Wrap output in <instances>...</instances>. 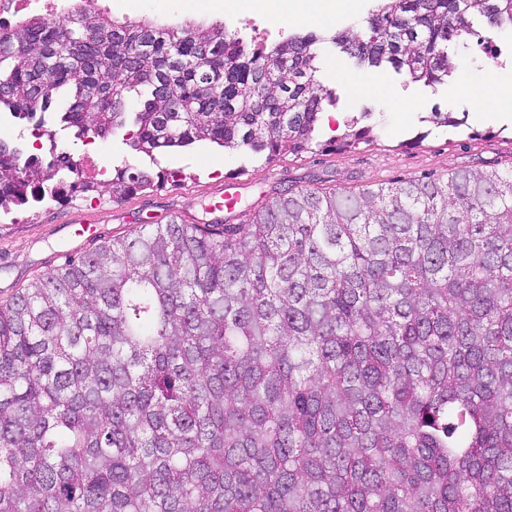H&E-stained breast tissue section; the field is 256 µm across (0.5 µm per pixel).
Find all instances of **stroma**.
I'll list each match as a JSON object with an SVG mask.
<instances>
[{
    "label": "stroma",
    "instance_id": "stroma-1",
    "mask_svg": "<svg viewBox=\"0 0 512 512\" xmlns=\"http://www.w3.org/2000/svg\"><path fill=\"white\" fill-rule=\"evenodd\" d=\"M186 0H148L144 13L173 26H206L224 14V0H197L194 12ZM499 58L486 54L476 40L454 48L457 69L448 83L424 86L407 81L390 68L377 69L385 95L357 89L354 78L367 75V68L334 45L322 54L320 79L336 95L331 112L336 119L324 127L323 137H337L354 118L366 117L372 129L369 141L338 152L316 151L285 155L270 163L243 166L241 157L224 148L201 142L192 147L158 155L156 162L136 153L116 131L94 144L58 132L56 143L77 156L94 148L99 159L112 166L146 169L156 166L167 172L164 185L128 198L113 196L110 187L95 182L94 191L74 194L69 200L35 203L0 212V301L10 298L40 274L63 265L69 258L92 248V241L79 240L69 218L76 210L90 217L98 240L133 234L143 224L177 221L196 224L211 218L207 207L214 187L227 178L244 182L241 199L229 220L248 223L252 213L273 196L305 189L358 190L392 182L439 176L455 169H512V111L475 110L468 96L459 93L462 82L479 84L490 75L512 69V32L495 38ZM414 106L413 112L396 111L395 99ZM434 112L465 117L457 129L430 123ZM96 239V240H97Z\"/></svg>",
    "mask_w": 512,
    "mask_h": 512
}]
</instances>
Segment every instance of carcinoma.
<instances>
[{
  "label": "carcinoma",
  "mask_w": 512,
  "mask_h": 512,
  "mask_svg": "<svg viewBox=\"0 0 512 512\" xmlns=\"http://www.w3.org/2000/svg\"><path fill=\"white\" fill-rule=\"evenodd\" d=\"M474 16L489 44L512 0H381L332 43L434 86ZM319 42L21 19L0 118L130 125L152 162L333 149ZM54 155L0 139V211L89 188ZM0 512H512V169L290 191L248 224H145L38 276L0 302Z\"/></svg>",
  "instance_id": "obj_1"
}]
</instances>
